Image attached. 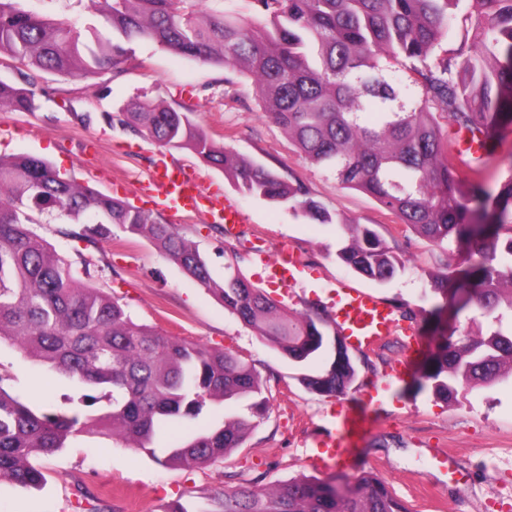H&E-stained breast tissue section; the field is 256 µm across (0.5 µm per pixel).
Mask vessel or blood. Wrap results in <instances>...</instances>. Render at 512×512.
I'll return each mask as SVG.
<instances>
[{
  "label": "vessel or blood",
  "mask_w": 512,
  "mask_h": 512,
  "mask_svg": "<svg viewBox=\"0 0 512 512\" xmlns=\"http://www.w3.org/2000/svg\"><path fill=\"white\" fill-rule=\"evenodd\" d=\"M150 186L158 207L174 212L204 215L227 224L241 221L240 211L222 193L204 191L196 177L186 173L173 161L160 162L151 174ZM301 261L297 255L274 262L270 274L284 286H294ZM327 316L337 332L357 348H370L388 336L401 331L398 311L382 299L346 283L336 286V294L327 308ZM368 423L364 418L343 413L336 431L314 435L311 439V461L315 468L330 469L344 461L350 440L364 435Z\"/></svg>",
  "instance_id": "b4317fda"
}]
</instances>
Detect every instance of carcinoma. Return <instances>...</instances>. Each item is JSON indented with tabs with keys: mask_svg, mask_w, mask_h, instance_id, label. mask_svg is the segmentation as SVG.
Here are the masks:
<instances>
[{
	"mask_svg": "<svg viewBox=\"0 0 512 512\" xmlns=\"http://www.w3.org/2000/svg\"><path fill=\"white\" fill-rule=\"evenodd\" d=\"M89 0L88 12L112 29L54 18L0 0V59L24 65L25 86L0 81V108L38 109L35 76L88 78L133 59L131 44L151 40L172 53L251 78L263 109L311 164L338 183L371 195L399 222L439 246L472 239L468 268L430 275L448 306L477 312L488 330L451 329L439 337L416 380L444 402L461 386L512 379V175L483 185L485 157L512 125V0ZM462 39L448 46L456 28ZM448 118L465 147L442 134ZM119 125L169 149L188 150L232 183L268 203L286 205L312 224H336V258L384 285L404 270L370 228L333 216L305 186L216 143L189 112L159 99L129 102ZM470 177L461 188L460 171ZM0 338L33 361L86 388H112V408L36 414L0 387V482L40 489L36 464L82 435L109 432L129 448L158 445L166 461L214 463L243 445L251 422L224 414L221 424L168 441L167 424L196 419L213 406L245 401L250 416L267 410L263 382L235 351L180 340L139 324L97 288L78 285L70 263L34 232L41 217L88 220L85 236L112 238V227L158 247L224 308L288 361L329 364L303 375L321 395L346 394L357 379L347 343L330 333L319 308L291 312L235 267L213 278L207 256L175 227L68 178L48 161L0 155ZM214 512H409L387 484L365 473L338 486L303 477L268 488L223 490Z\"/></svg>",
	"mask_w": 512,
	"mask_h": 512,
	"instance_id": "carcinoma-1",
	"label": "carcinoma"
}]
</instances>
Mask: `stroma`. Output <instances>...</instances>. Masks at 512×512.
I'll return each mask as SVG.
<instances>
[{
  "mask_svg": "<svg viewBox=\"0 0 512 512\" xmlns=\"http://www.w3.org/2000/svg\"><path fill=\"white\" fill-rule=\"evenodd\" d=\"M132 61L88 79L41 74L45 89L33 112L0 110V154L43 157L81 185L154 210L139 189L161 160L181 163L203 186L220 189L243 216L237 234L203 215L164 210V223L177 226L209 259L215 279L234 261L247 280L287 309L329 303L336 285L371 291L410 311L418 343L406 351L392 338L371 351H353L358 377L347 395L327 397L305 386L303 371L290 364L222 303L168 260L152 243L114 229L111 240L83 238V224L55 220L36 225L37 234L70 261L79 280L119 300L139 323L179 339L227 348L246 356L260 374L269 409L256 421L242 448L211 465L183 467L163 455L132 450L116 437L84 435L39 463L47 475L42 490L0 484V512H79L83 494L101 495V512H164L173 502L189 512H211L224 488L270 487L303 476H333L354 482L366 472L384 479L410 512H512V383L459 389L444 403L414 380L435 338L453 324L451 314L430 318L428 275L467 267L468 245L448 252L432 246L371 196L342 188L326 169L295 152L282 128L261 108L249 78L217 64L175 55L153 42L134 44ZM165 100L191 108L208 134L258 163L286 164L292 179L331 212L369 225L405 263V270L379 286L336 259L332 224H310L284 205L252 198L223 171L183 150L159 147L115 123L133 99ZM304 267L295 288L270 277L268 265L286 252ZM402 363L400 378L389 375ZM0 375L5 390L31 409L65 406L83 394L66 377L27 359L0 339ZM375 392L366 402V392ZM364 410L375 419L351 466L316 470L309 461L310 438L332 429V410Z\"/></svg>",
  "mask_w": 512,
  "mask_h": 512,
  "instance_id": "35a3bbf8",
  "label": "stroma"
}]
</instances>
